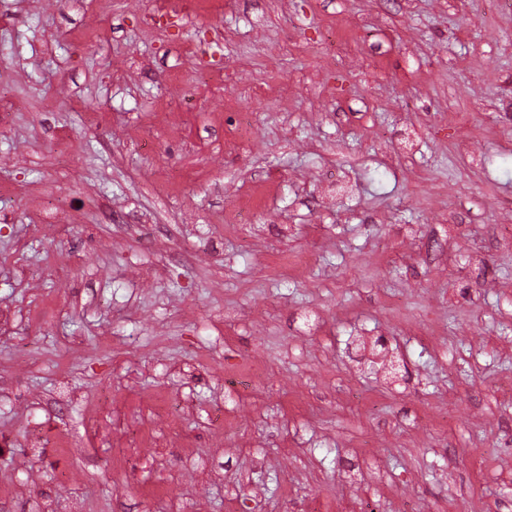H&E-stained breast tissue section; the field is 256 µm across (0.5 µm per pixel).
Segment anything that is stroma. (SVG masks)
Returning <instances> with one entry per match:
<instances>
[{
    "label": "stroma",
    "mask_w": 512,
    "mask_h": 512,
    "mask_svg": "<svg viewBox=\"0 0 512 512\" xmlns=\"http://www.w3.org/2000/svg\"><path fill=\"white\" fill-rule=\"evenodd\" d=\"M220 2L0 0V512H512V0Z\"/></svg>",
    "instance_id": "35a3bbf8"
}]
</instances>
